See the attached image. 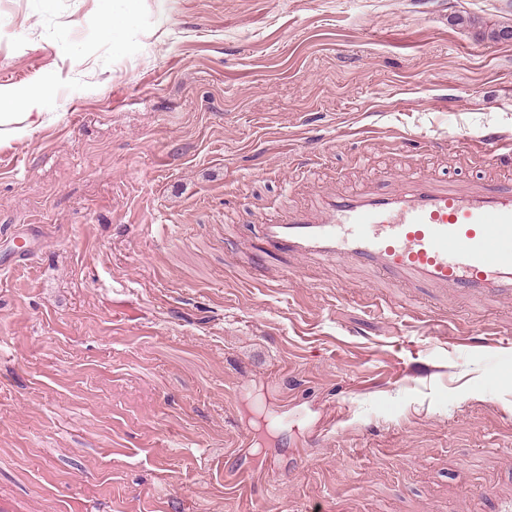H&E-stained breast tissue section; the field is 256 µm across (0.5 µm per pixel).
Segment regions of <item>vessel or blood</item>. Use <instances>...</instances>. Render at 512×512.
Wrapping results in <instances>:
<instances>
[{"mask_svg": "<svg viewBox=\"0 0 512 512\" xmlns=\"http://www.w3.org/2000/svg\"><path fill=\"white\" fill-rule=\"evenodd\" d=\"M462 151L486 163L512 155V139H469ZM27 249L0 261L8 273L33 260L39 225L19 229ZM283 252L305 261L368 270L405 287L512 301V178L463 187L423 174L396 175L385 188L368 183L323 190L304 206L259 227L255 254Z\"/></svg>", "mask_w": 512, "mask_h": 512, "instance_id": "1", "label": "vessel or blood"}]
</instances>
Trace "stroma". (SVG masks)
I'll use <instances>...</instances> for the list:
<instances>
[{"instance_id":"obj_1","label":"stroma","mask_w":512,"mask_h":512,"mask_svg":"<svg viewBox=\"0 0 512 512\" xmlns=\"http://www.w3.org/2000/svg\"><path fill=\"white\" fill-rule=\"evenodd\" d=\"M510 22L512 0H0V256L44 234L0 275V512L512 501V302L250 249L324 189L486 175L454 143L512 132ZM17 236L29 241L30 246L27 249L16 252V255L7 260L0 259L1 273H9L17 268L21 263L29 262L36 256L42 245V232L37 224H29L25 228L18 229Z\"/></svg>"}]
</instances>
